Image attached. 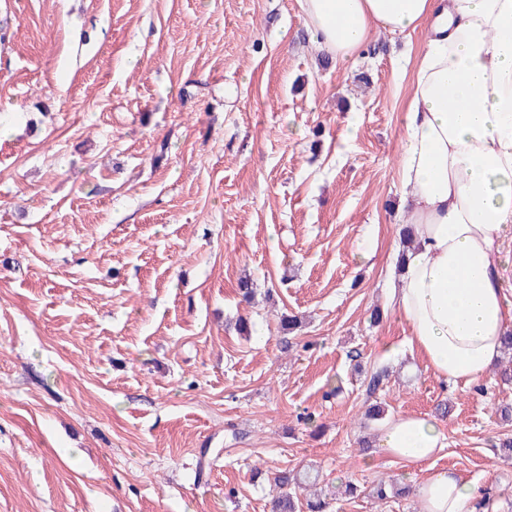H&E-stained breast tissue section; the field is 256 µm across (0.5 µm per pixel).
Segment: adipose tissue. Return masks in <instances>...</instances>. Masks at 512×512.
<instances>
[{"label":"adipose tissue","mask_w":512,"mask_h":512,"mask_svg":"<svg viewBox=\"0 0 512 512\" xmlns=\"http://www.w3.org/2000/svg\"><path fill=\"white\" fill-rule=\"evenodd\" d=\"M305 28L337 63L376 30L427 34L400 161L401 226L411 235L391 304L440 380L472 385L512 333V0H299ZM441 421L401 415L381 448L424 475L421 512H474L477 481L430 461Z\"/></svg>","instance_id":"1"}]
</instances>
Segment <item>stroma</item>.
<instances>
[{
    "instance_id": "obj_1",
    "label": "stroma",
    "mask_w": 512,
    "mask_h": 512,
    "mask_svg": "<svg viewBox=\"0 0 512 512\" xmlns=\"http://www.w3.org/2000/svg\"><path fill=\"white\" fill-rule=\"evenodd\" d=\"M423 47L337 64L298 0H0V512H270L253 471L308 467L361 490L330 512H418L370 494L420 476L371 397L512 512V381L439 380L389 304Z\"/></svg>"
}]
</instances>
